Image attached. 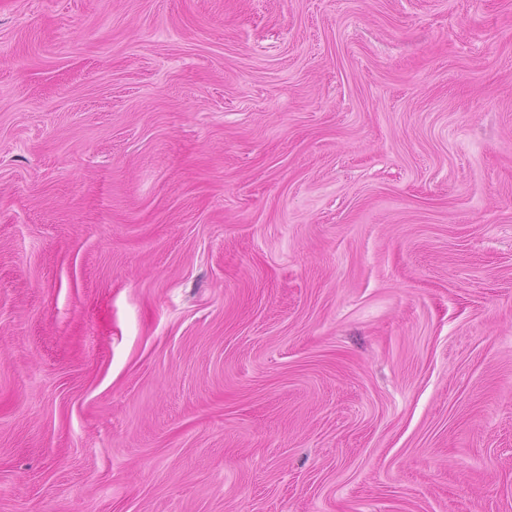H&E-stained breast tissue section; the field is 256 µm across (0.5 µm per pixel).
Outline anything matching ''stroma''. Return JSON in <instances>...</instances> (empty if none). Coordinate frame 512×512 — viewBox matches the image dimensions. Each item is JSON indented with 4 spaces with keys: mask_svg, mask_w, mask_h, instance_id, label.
<instances>
[{
    "mask_svg": "<svg viewBox=\"0 0 512 512\" xmlns=\"http://www.w3.org/2000/svg\"><path fill=\"white\" fill-rule=\"evenodd\" d=\"M0 512H512V0H0Z\"/></svg>",
    "mask_w": 512,
    "mask_h": 512,
    "instance_id": "stroma-1",
    "label": "stroma"
}]
</instances>
